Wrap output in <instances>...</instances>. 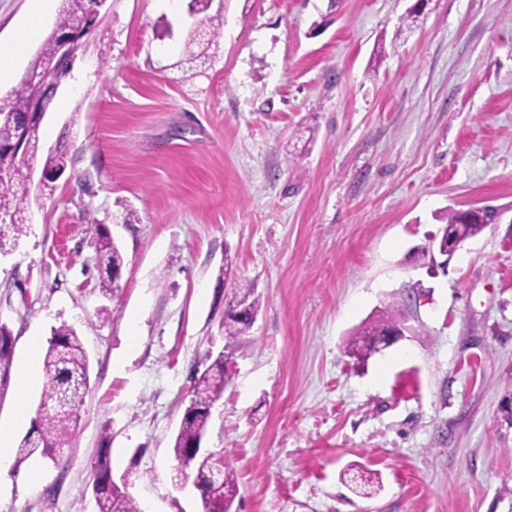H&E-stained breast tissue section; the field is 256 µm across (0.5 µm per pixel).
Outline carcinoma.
Returning a JSON list of instances; mask_svg holds the SVG:
<instances>
[{
  "instance_id": "carcinoma-1",
  "label": "carcinoma",
  "mask_w": 512,
  "mask_h": 512,
  "mask_svg": "<svg viewBox=\"0 0 512 512\" xmlns=\"http://www.w3.org/2000/svg\"><path fill=\"white\" fill-rule=\"evenodd\" d=\"M87 0H61L55 27L29 62L28 72L22 76L19 86L0 102V113L8 112L16 117H27L39 107L49 111L53 96L48 94L51 80L48 65L54 56L56 35L60 31L77 29L87 11ZM209 0H193L191 14L200 16L198 27L206 35L214 36L222 26L220 16H207ZM40 123L29 125L25 140V153L33 155L39 148ZM72 164L68 147L63 146L47 158L44 170L55 172ZM28 199V175L19 165H14L9 175L0 177V216L9 219L8 228L22 232L23 213ZM458 210L446 214V223L459 225L464 238H472L483 229L482 224H462ZM89 232L95 244L98 264L101 267L99 290L114 295L112 270L124 265L120 249L112 240L106 227L97 221L89 223ZM405 320L399 311H390L381 319L357 332L363 344L353 340L350 355L359 361L367 360L374 350L368 340L383 334ZM253 321L249 317L225 313L221 329L224 331V348L232 351L238 341L247 335ZM13 339L9 326L0 322V372L8 371ZM45 383L32 430L27 433L16 449V461L22 463L41 456L58 462L63 448L67 447L79 421V410L89 388V357L76 331L68 326L53 330L43 358ZM226 383L224 359L218 357L203 371L196 372L192 395L186 406L173 444L176 460L194 456L191 479L200 502L201 512H227L236 494V478L224 460V453L214 450L208 454L195 453L193 446L206 436L211 420L212 403L222 398ZM92 493L95 495L97 512H140L135 500L126 491V484H118L112 477L110 461L105 454H98L90 464Z\"/></svg>"
}]
</instances>
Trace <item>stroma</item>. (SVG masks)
I'll return each instance as SVG.
<instances>
[{
    "mask_svg": "<svg viewBox=\"0 0 512 512\" xmlns=\"http://www.w3.org/2000/svg\"><path fill=\"white\" fill-rule=\"evenodd\" d=\"M414 3L212 0L224 27L187 64L185 0H106L0 253L12 367L65 324L90 389L60 462L19 464L42 389L0 387V512H96L103 447L142 512H199L172 441L240 284L261 308L208 437L231 512H512V0H426L401 29ZM62 138L73 165L43 185ZM472 206L500 217L432 267ZM92 219L124 256L109 298ZM394 304L409 333L358 362L353 332Z\"/></svg>",
    "mask_w": 512,
    "mask_h": 512,
    "instance_id": "obj_1",
    "label": "stroma"
}]
</instances>
